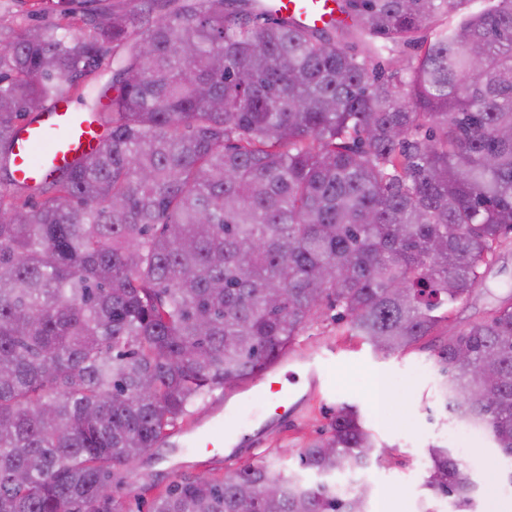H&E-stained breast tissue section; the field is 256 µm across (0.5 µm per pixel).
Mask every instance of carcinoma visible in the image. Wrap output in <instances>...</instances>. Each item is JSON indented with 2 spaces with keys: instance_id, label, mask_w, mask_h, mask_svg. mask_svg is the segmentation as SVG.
I'll list each match as a JSON object with an SVG mask.
<instances>
[{
  "instance_id": "obj_1",
  "label": "carcinoma",
  "mask_w": 512,
  "mask_h": 512,
  "mask_svg": "<svg viewBox=\"0 0 512 512\" xmlns=\"http://www.w3.org/2000/svg\"><path fill=\"white\" fill-rule=\"evenodd\" d=\"M143 2L67 0L83 36L0 32V512H122L116 475L285 356L323 305L375 351H408L512 232V0H338L323 29L258 0ZM387 46L414 55L386 70ZM118 47L87 103L99 146L17 182L26 117ZM435 363L444 411L511 457L512 304ZM375 451L344 405L297 452L319 480L177 475L150 512H365L330 477ZM429 456L427 486L470 512L466 465Z\"/></svg>"
}]
</instances>
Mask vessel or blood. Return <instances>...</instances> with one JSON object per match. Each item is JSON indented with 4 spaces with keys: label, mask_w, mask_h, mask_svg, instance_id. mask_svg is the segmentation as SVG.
Instances as JSON below:
<instances>
[{
    "label": "vessel or blood",
    "mask_w": 512,
    "mask_h": 512,
    "mask_svg": "<svg viewBox=\"0 0 512 512\" xmlns=\"http://www.w3.org/2000/svg\"><path fill=\"white\" fill-rule=\"evenodd\" d=\"M265 10L277 17L295 18L305 25L324 27L336 16V0H266ZM96 122L69 101L52 102L35 123L23 126L14 144V174L31 182L44 172L80 158L98 139Z\"/></svg>",
    "instance_id": "b4317fda"
}]
</instances>
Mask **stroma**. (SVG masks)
I'll list each match as a JSON object with an SVG mask.
<instances>
[{"label": "stroma", "instance_id": "1", "mask_svg": "<svg viewBox=\"0 0 512 512\" xmlns=\"http://www.w3.org/2000/svg\"><path fill=\"white\" fill-rule=\"evenodd\" d=\"M41 0H0V27L28 23L57 25L59 19L41 10ZM512 302V234L503 239L469 299L457 305L424 348L382 355L360 339L346 336L335 310L315 321L299 338L294 362L281 379V395L251 400L250 389L225 392L197 406L194 417L205 424L221 412L230 447L182 446L183 431H174L167 445L135 465L119 496L124 512H149L153 492L164 491L175 475L209 472L223 477L248 464L272 463L287 472L298 469L296 451L319 438L336 410L357 407L364 426L373 434L381 457L372 459L362 474L372 503L392 501L396 512H416L419 500L429 499L425 481L432 446L452 450L468 467L480 487L477 512H494L512 504V487L501 473L512 469L489 435L451 436L454 423L438 399L439 377L432 349L445 336L487 319ZM154 483L145 492L142 476Z\"/></svg>", "mask_w": 512, "mask_h": 512}]
</instances>
